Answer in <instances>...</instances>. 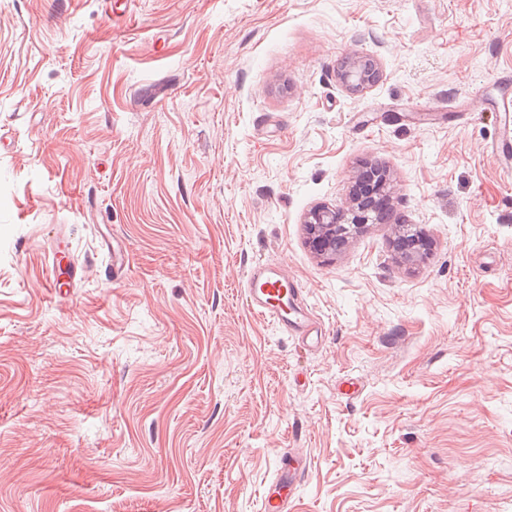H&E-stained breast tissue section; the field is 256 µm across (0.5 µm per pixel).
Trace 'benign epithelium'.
Masks as SVG:
<instances>
[{
    "label": "benign epithelium",
    "instance_id": "obj_1",
    "mask_svg": "<svg viewBox=\"0 0 512 512\" xmlns=\"http://www.w3.org/2000/svg\"><path fill=\"white\" fill-rule=\"evenodd\" d=\"M374 70L368 62L359 58H351L340 74L342 83L352 89L359 90L374 82ZM380 174L370 176L363 172L355 177L349 198L344 206L330 208L316 206L305 216L308 244L310 249L319 256L336 254L335 243L338 240L348 243L354 236L362 234L374 223L372 211L376 198L389 200L392 193V180L389 172L381 167ZM394 241L398 242L409 236L414 243L400 250L401 257L406 261H415L422 256L427 247L424 231L416 224H397L393 230Z\"/></svg>",
    "mask_w": 512,
    "mask_h": 512
}]
</instances>
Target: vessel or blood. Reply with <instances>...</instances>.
<instances>
[{"label": "vessel or blood", "instance_id": "b4317fda", "mask_svg": "<svg viewBox=\"0 0 512 512\" xmlns=\"http://www.w3.org/2000/svg\"><path fill=\"white\" fill-rule=\"evenodd\" d=\"M502 168H512V113L500 115L499 133L490 147ZM299 291L276 269L257 264L247 279V303L250 310L276 321L287 334L317 343L322 325L306 304L298 300ZM302 467L297 457L283 455L275 487L264 496V512H288V496L298 482Z\"/></svg>", "mask_w": 512, "mask_h": 512}]
</instances>
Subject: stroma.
<instances>
[{
	"instance_id": "obj_1",
	"label": "stroma",
	"mask_w": 512,
	"mask_h": 512,
	"mask_svg": "<svg viewBox=\"0 0 512 512\" xmlns=\"http://www.w3.org/2000/svg\"><path fill=\"white\" fill-rule=\"evenodd\" d=\"M502 107L512 0H0V512H262L291 449L288 512H512ZM367 163L420 261L309 248ZM374 70L368 65L367 60L360 57L351 58L340 74L342 83L352 89L359 90L374 82ZM394 241L399 242L400 240L406 239L409 236H413L415 239L414 243L407 244L403 247L399 253L401 257L406 261H416L422 256L427 247V238L424 231L416 224H397L393 230ZM299 294L287 277L270 266L257 264L248 273L249 309L273 319L287 334L313 345L322 336V325L303 301L297 303Z\"/></svg>"
}]
</instances>
